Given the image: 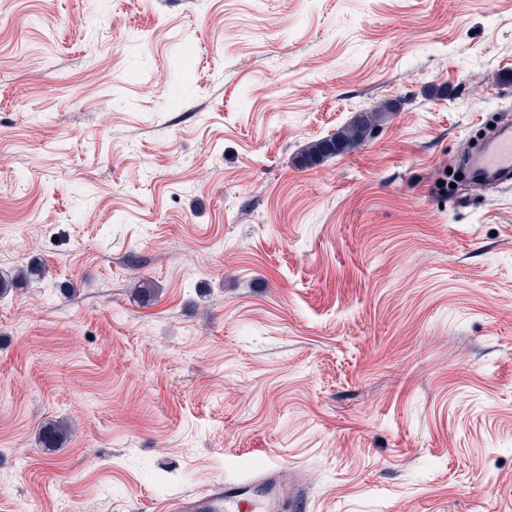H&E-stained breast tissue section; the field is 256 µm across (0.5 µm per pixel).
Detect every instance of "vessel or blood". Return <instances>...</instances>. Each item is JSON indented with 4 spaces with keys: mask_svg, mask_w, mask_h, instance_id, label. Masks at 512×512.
<instances>
[{
    "mask_svg": "<svg viewBox=\"0 0 512 512\" xmlns=\"http://www.w3.org/2000/svg\"><path fill=\"white\" fill-rule=\"evenodd\" d=\"M475 181L497 186L512 181V127L503 126L469 160ZM309 496L299 479L270 464L262 471L213 484L170 501L167 512H305Z\"/></svg>",
    "mask_w": 512,
    "mask_h": 512,
    "instance_id": "obj_1",
    "label": "vessel or blood"
}]
</instances>
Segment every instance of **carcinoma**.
Instances as JSON below:
<instances>
[{
	"label": "carcinoma",
	"instance_id": "cac0c4a2",
	"mask_svg": "<svg viewBox=\"0 0 512 512\" xmlns=\"http://www.w3.org/2000/svg\"><path fill=\"white\" fill-rule=\"evenodd\" d=\"M394 111H396L395 105L384 101L356 113L336 133L313 142L305 153L306 161L310 165H315L325 159L352 152L376 138L385 120ZM40 275H42V269L35 265L18 269L10 274L0 273V296L10 293L20 284ZM39 434L45 447L56 448L67 440L70 426L64 420L49 422L40 428Z\"/></svg>",
	"mask_w": 512,
	"mask_h": 512
}]
</instances>
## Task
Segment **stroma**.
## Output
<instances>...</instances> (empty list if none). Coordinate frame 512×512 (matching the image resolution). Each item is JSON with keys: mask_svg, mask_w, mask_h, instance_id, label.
<instances>
[{"mask_svg": "<svg viewBox=\"0 0 512 512\" xmlns=\"http://www.w3.org/2000/svg\"><path fill=\"white\" fill-rule=\"evenodd\" d=\"M491 112L512 0H0V271L46 268L0 297V512L269 463L307 512H512V187L442 185ZM392 112H396V108L389 101L357 112L336 133L313 142L305 153L306 161L310 165H315L325 159L352 152L376 138L384 126L385 120ZM39 434L45 448H58L62 442L67 440L70 426L64 420L49 422L40 428Z\"/></svg>", "mask_w": 512, "mask_h": 512, "instance_id": "35a3bbf8", "label": "stroma"}]
</instances>
